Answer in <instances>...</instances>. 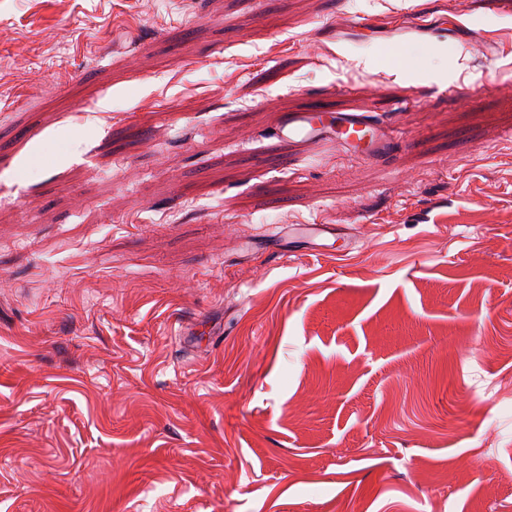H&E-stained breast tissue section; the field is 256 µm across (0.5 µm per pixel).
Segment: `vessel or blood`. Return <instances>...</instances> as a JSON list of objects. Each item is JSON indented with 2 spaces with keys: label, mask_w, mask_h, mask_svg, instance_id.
Instances as JSON below:
<instances>
[{
  "label": "vessel or blood",
  "mask_w": 512,
  "mask_h": 512,
  "mask_svg": "<svg viewBox=\"0 0 512 512\" xmlns=\"http://www.w3.org/2000/svg\"><path fill=\"white\" fill-rule=\"evenodd\" d=\"M277 135L280 139L300 145L329 140L336 143L339 149L364 159L388 150L391 144L401 139L394 123L375 113L332 112L320 106L286 113ZM293 234L315 243L336 237L338 230L332 224H289L264 234L260 244L268 249H280L288 236Z\"/></svg>",
  "instance_id": "obj_1"
}]
</instances>
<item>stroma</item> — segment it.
<instances>
[{"mask_svg":"<svg viewBox=\"0 0 512 512\" xmlns=\"http://www.w3.org/2000/svg\"><path fill=\"white\" fill-rule=\"evenodd\" d=\"M0 512H512V7L0 0ZM359 132L367 134L361 141L357 139ZM400 134L394 123L374 112H330L320 106L286 113L277 129V136L288 142L312 145L330 140L339 149L363 159L388 150L400 141ZM338 230L334 224H289L280 230L274 229L267 232L257 244L268 249H281L288 236L296 234L308 239L313 245L322 246L323 244L317 242L330 237L336 239L339 235Z\"/></svg>","mask_w":512,"mask_h":512,"instance_id":"1","label":"stroma"}]
</instances>
